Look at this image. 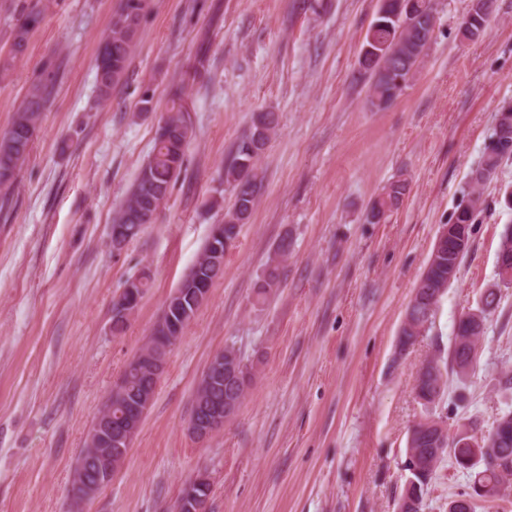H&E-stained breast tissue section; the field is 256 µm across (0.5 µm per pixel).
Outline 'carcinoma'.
I'll use <instances>...</instances> for the list:
<instances>
[{
    "mask_svg": "<svg viewBox=\"0 0 512 512\" xmlns=\"http://www.w3.org/2000/svg\"><path fill=\"white\" fill-rule=\"evenodd\" d=\"M416 22L406 17L409 2L407 0H385L379 8L374 22L364 38L362 47L366 48L365 61L360 63L363 75L368 79L370 103L377 109L391 105L400 95L403 86L395 83L390 74L383 72L387 65L398 68L403 65L402 57H415L412 67H417L426 55L431 40H421L418 28L430 24L437 18L433 0H414ZM481 0H472L466 25L460 27L463 37L469 38L478 29ZM148 6V0H120L112 17L109 30L101 41L95 58V82L98 98L104 102L112 95V88L124 75L133 48L136 43L140 21ZM42 11L35 7H22L12 30L10 49L11 58L23 55L28 45L31 31L42 22ZM47 85L38 83L26 99L14 110L11 124L4 131L5 140H0V191H9L17 178V173L29 155L35 139L41 113L44 111L47 97ZM279 125L278 114L271 111L255 112L252 115L249 132L238 142L231 162L224 168V185L229 189L233 202L224 214V227L216 226L206 241L202 251L189 271L181 279L175 291H183L182 303L175 309L162 311L154 325L151 335L139 351V361L127 364L124 371L126 396L133 400L142 395H155V363L167 354L170 337L180 336L187 324L195 316L199 306L194 304V289L200 286H212L224 275V264L211 261L210 253H226V241L237 238L241 227L250 218L262 188L258 180L257 164L266 151ZM195 135L194 126L185 118L184 86L177 85L171 92V107L157 126L154 146L147 161L142 165L135 183L119 210L113 217L112 235L120 236L129 242L139 236L146 227L144 211L156 214L170 197L171 190L179 180L184 167L186 151ZM512 157V151L483 152L478 167L470 172L469 191L460 204L463 205L458 223L466 225V245L460 252L448 253L443 250L434 257L435 270L428 281L418 280L414 294L419 301L407 308L400 331L407 337L422 336L430 330L436 315V308L447 291L448 264L457 258H465L471 246L475 213L479 210L480 190L495 174L503 159ZM408 192V183L404 179L391 182L384 192L375 199L365 216L368 224H377L389 213L398 209ZM292 250V241L283 238L269 257L261 276L255 283L256 300L263 302L280 285V266ZM501 300L500 284L487 288L480 303L472 312L465 314L467 320H458L455 328L458 333L448 351V357L433 356L437 373L433 385L440 389L437 398H431V386L423 384L417 398L426 409L410 429L412 440L407 442V460L409 476L405 481L398 506L403 512H422L425 491L443 462L449 460L455 469L469 476L463 496L476 498L473 508H478L482 496L475 485L494 483L501 487L499 499L512 497V468L496 471L490 464L492 459L502 455L512 457V410L499 415L502 432L508 443L493 441L488 444L491 453L489 460L481 464H469L471 450L458 446L446 447L438 457L426 451L430 447L429 431L423 430L428 424L441 421L438 408L441 406L448 387V375L455 376L457 382L464 385L469 377L468 367L476 362L479 345L486 333L488 317L499 307ZM224 351L235 355L242 376V386L238 388V402H243L251 385L253 366L244 363L239 352L233 347ZM196 396L203 399L205 405H224V382L213 387L196 390Z\"/></svg>",
    "mask_w": 512,
    "mask_h": 512,
    "instance_id": "1",
    "label": "carcinoma"
}]
</instances>
